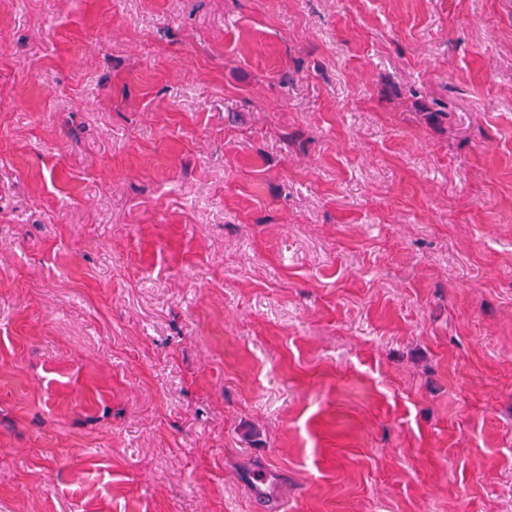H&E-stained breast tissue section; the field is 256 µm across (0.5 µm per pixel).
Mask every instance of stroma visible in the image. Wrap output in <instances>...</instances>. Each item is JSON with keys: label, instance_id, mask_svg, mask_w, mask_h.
Masks as SVG:
<instances>
[{"label": "stroma", "instance_id": "35a3bbf8", "mask_svg": "<svg viewBox=\"0 0 512 512\" xmlns=\"http://www.w3.org/2000/svg\"><path fill=\"white\" fill-rule=\"evenodd\" d=\"M0 512H512V0H0Z\"/></svg>", "mask_w": 512, "mask_h": 512}]
</instances>
